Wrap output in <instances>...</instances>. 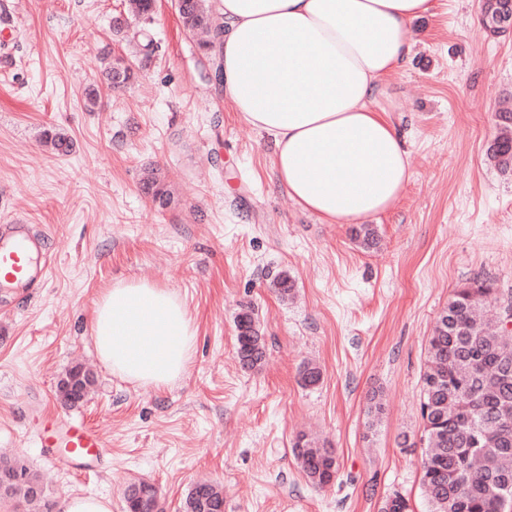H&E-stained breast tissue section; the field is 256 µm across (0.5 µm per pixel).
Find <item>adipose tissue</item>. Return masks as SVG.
Instances as JSON below:
<instances>
[{"label":"adipose tissue","instance_id":"obj_1","mask_svg":"<svg viewBox=\"0 0 512 512\" xmlns=\"http://www.w3.org/2000/svg\"><path fill=\"white\" fill-rule=\"evenodd\" d=\"M437 0H215L222 87L240 118L270 137L280 187L322 222L390 209L409 151L375 102L398 76L410 25ZM114 374L157 390L188 367L196 326L178 292L147 282L106 289L91 317Z\"/></svg>","mask_w":512,"mask_h":512}]
</instances>
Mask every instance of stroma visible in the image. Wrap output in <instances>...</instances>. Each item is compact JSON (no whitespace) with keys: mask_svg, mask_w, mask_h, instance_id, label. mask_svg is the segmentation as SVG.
<instances>
[{"mask_svg":"<svg viewBox=\"0 0 512 512\" xmlns=\"http://www.w3.org/2000/svg\"><path fill=\"white\" fill-rule=\"evenodd\" d=\"M127 9L0 0V225H33L51 256L40 287L0 291V456L30 468L41 512L69 495L126 512L137 480L155 485L164 512H182L202 479L220 484L224 512H380L396 490L425 512L423 450L404 441L420 434L428 338L473 279L494 288L486 307L512 298V175L486 159L498 112L512 110V28L491 32L483 0H439L414 24V54L378 98L411 177L364 248L352 225L322 223L279 188L271 142L217 88L175 0L113 38ZM110 57L132 65L131 86L104 85ZM48 131L72 152L46 146ZM151 170L172 205L146 194ZM282 272L295 283L285 298L273 285ZM132 280L176 289L197 326L189 368L162 391L113 375L94 350L95 301ZM246 308L265 339L252 371L236 346ZM307 363L322 371L313 387L299 383ZM75 365L94 384L70 407L56 386ZM68 419L100 433L99 458L43 441ZM302 434L335 449L330 487L301 472Z\"/></svg>","mask_w":512,"mask_h":512,"instance_id":"obj_1","label":"stroma"}]
</instances>
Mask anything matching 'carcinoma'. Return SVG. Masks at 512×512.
<instances>
[{"instance_id":"carcinoma-1","label":"carcinoma","mask_w":512,"mask_h":512,"mask_svg":"<svg viewBox=\"0 0 512 512\" xmlns=\"http://www.w3.org/2000/svg\"><path fill=\"white\" fill-rule=\"evenodd\" d=\"M505 0H488V27L496 30ZM178 12L189 32L215 29L222 17L204 0H178ZM45 143L58 154L72 150L70 139L45 133ZM489 160L503 173L512 172V112L498 113L497 133ZM146 193L171 204L172 193L160 179H149ZM494 291L485 280L456 289L430 336L422 374L420 443L426 448L421 487L426 512H512V343H505L488 326L500 312L481 303ZM237 355L242 368H257L264 356V338L254 312L236 318ZM294 454L308 481L318 489L337 477L336 451L317 446L301 435ZM137 498H125L127 512L157 495L154 486L133 484ZM184 512H224V496L213 483L201 482L189 491ZM383 512H410L409 501L398 491L385 501Z\"/></svg>"}]
</instances>
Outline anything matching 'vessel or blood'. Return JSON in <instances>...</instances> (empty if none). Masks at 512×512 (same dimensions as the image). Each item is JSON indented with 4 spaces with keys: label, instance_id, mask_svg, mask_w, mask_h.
<instances>
[{
    "label": "vessel or blood",
    "instance_id": "1",
    "mask_svg": "<svg viewBox=\"0 0 512 512\" xmlns=\"http://www.w3.org/2000/svg\"><path fill=\"white\" fill-rule=\"evenodd\" d=\"M48 269L45 235L29 224L0 226V290L37 287ZM57 444L72 455L85 456L102 448L103 441L84 423L69 422Z\"/></svg>",
    "mask_w": 512,
    "mask_h": 512
}]
</instances>
